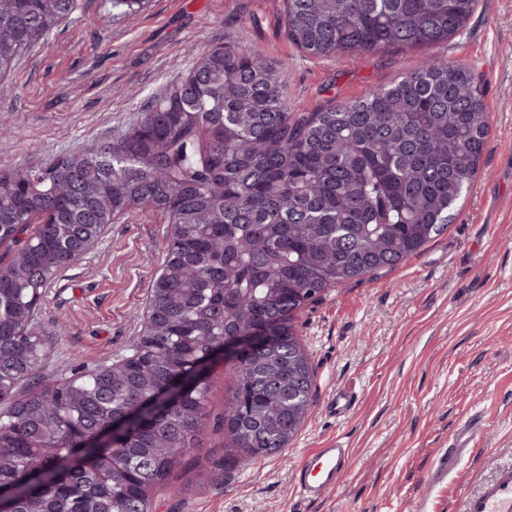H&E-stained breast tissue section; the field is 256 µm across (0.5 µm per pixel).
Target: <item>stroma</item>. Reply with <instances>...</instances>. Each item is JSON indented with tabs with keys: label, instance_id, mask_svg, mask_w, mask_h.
<instances>
[{
	"label": "stroma",
	"instance_id": "1",
	"mask_svg": "<svg viewBox=\"0 0 512 512\" xmlns=\"http://www.w3.org/2000/svg\"><path fill=\"white\" fill-rule=\"evenodd\" d=\"M224 43L286 62L294 112L357 100L429 54L467 61L490 134L441 236L393 269L330 289L297 317L316 370L315 405L290 447L249 463L235 458L221 425L235 366L215 360L191 466L152 490L154 512H460L464 497L512 459V0H478L466 29L429 53L394 46L331 59L288 40L284 0H150L129 14L108 0H79L0 77V129L15 133L0 140V171L93 148ZM167 231L159 212L132 210L58 274L39 305L51 353L38 384L130 355ZM340 390L356 396L341 417L329 410ZM473 416L479 435L453 447ZM333 444L349 448V468L322 499L308 500L295 469Z\"/></svg>",
	"mask_w": 512,
	"mask_h": 512
}]
</instances>
